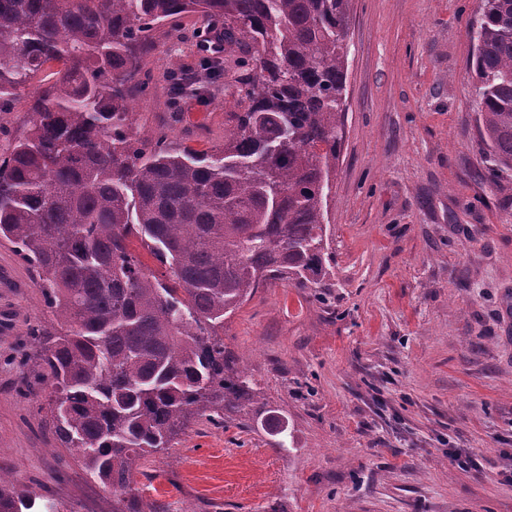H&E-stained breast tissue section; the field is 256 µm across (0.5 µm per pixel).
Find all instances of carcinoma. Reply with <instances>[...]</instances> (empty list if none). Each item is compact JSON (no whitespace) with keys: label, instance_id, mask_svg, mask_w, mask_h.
I'll use <instances>...</instances> for the list:
<instances>
[{"label":"carcinoma","instance_id":"1","mask_svg":"<svg viewBox=\"0 0 512 512\" xmlns=\"http://www.w3.org/2000/svg\"><path fill=\"white\" fill-rule=\"evenodd\" d=\"M224 21V143L195 150L129 133L153 32ZM348 0H0V112L27 93L32 126L0 153V238L66 326L39 325L35 377L55 441L112 492L193 420L257 403L218 330L257 288L329 274L325 204L344 126ZM479 133L512 170V0H483L473 32ZM168 267L146 269L132 240ZM0 473V512H36Z\"/></svg>","mask_w":512,"mask_h":512}]
</instances>
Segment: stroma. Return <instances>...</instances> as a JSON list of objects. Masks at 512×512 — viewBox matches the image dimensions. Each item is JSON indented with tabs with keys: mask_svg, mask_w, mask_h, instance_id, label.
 Segmentation results:
<instances>
[{
	"mask_svg": "<svg viewBox=\"0 0 512 512\" xmlns=\"http://www.w3.org/2000/svg\"><path fill=\"white\" fill-rule=\"evenodd\" d=\"M480 0H350L345 137L327 202L334 260L313 288H261L224 346L288 421L191 422L136 476L160 512H512V171L478 132L471 28ZM220 21L154 33L140 124L202 150L224 140V80L173 101ZM53 316L0 240V472L58 512H112L38 408L30 330ZM481 458L480 476L448 456Z\"/></svg>",
	"mask_w": 512,
	"mask_h": 512,
	"instance_id": "stroma-1",
	"label": "stroma"
}]
</instances>
